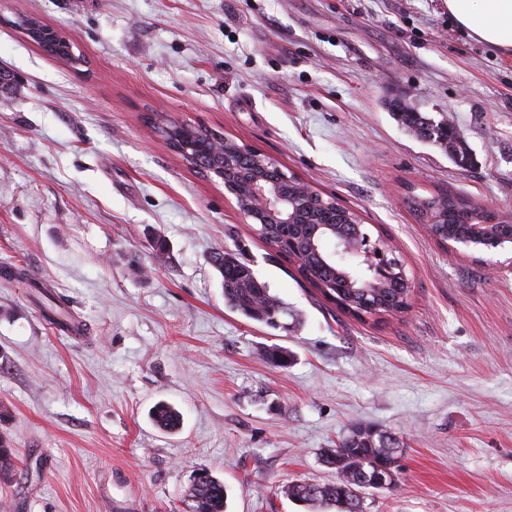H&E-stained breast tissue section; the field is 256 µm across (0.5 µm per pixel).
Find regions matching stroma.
<instances>
[{
    "mask_svg": "<svg viewBox=\"0 0 512 512\" xmlns=\"http://www.w3.org/2000/svg\"><path fill=\"white\" fill-rule=\"evenodd\" d=\"M19 10L70 33L79 64L6 25ZM0 66L17 76L0 91V263L72 324L0 277V439L19 472L0 512H189L203 469L226 512H305L283 486L335 481L321 455L358 422L404 444L397 485L366 490L363 512H512V246L448 253L408 204L512 213L511 53L446 0H0ZM393 99L448 119L471 167L406 130ZM150 115L335 195L394 244L411 308L341 312ZM225 249L288 305L290 331L225 305L210 261ZM160 401L177 432L150 420ZM150 417L158 428L168 432L175 431L182 420L180 411L163 401L152 408Z\"/></svg>",
    "mask_w": 512,
    "mask_h": 512,
    "instance_id": "stroma-1",
    "label": "stroma"
}]
</instances>
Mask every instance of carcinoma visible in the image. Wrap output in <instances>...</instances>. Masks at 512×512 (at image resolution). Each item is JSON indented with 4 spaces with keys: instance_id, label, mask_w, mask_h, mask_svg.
Here are the masks:
<instances>
[{
    "instance_id": "1",
    "label": "carcinoma",
    "mask_w": 512,
    "mask_h": 512,
    "mask_svg": "<svg viewBox=\"0 0 512 512\" xmlns=\"http://www.w3.org/2000/svg\"><path fill=\"white\" fill-rule=\"evenodd\" d=\"M393 109L405 127L422 141L447 152L457 167L465 170L471 164L469 149L451 123L445 120L436 123L420 112L408 111L400 103L394 104ZM213 137L214 133L209 129L192 125L183 137L184 147L201 160L203 169L210 164L207 147ZM410 206L416 216L426 222L430 236L439 243L447 241L449 234L465 232L468 226L482 224L485 219L483 206L455 195L413 196ZM314 228L313 224L294 225L291 234L293 244L284 246L270 239L273 232L268 227L256 224L252 230L281 258L292 262L296 257L307 254L304 263L297 265L299 274L320 294L331 293L334 297L332 303L343 313L364 321L407 312L412 292L406 284L396 282L375 295L367 296L362 289L351 287L342 278L349 258L336 255L335 266L327 270L319 257L307 253V243ZM211 262L222 279L224 302L231 309L270 328L280 326V319L288 313V307L270 293L268 284L255 275L247 262L225 250L213 253ZM150 417L158 428L168 432L176 430L182 420L180 411L163 401L152 408ZM398 447L400 441L396 436L387 434V443L384 444L380 432L357 423L336 447L328 448L322 454L323 463L336 471V481L329 484L292 483L282 492L309 508L324 505L336 508V512H361L359 493L365 486L360 483V476L391 463L394 449ZM14 459L12 449L0 441L1 478L10 476L15 468ZM188 497L193 502L192 512H225L224 483L210 474L192 484Z\"/></svg>"
}]
</instances>
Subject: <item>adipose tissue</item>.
Segmentation results:
<instances>
[{
	"mask_svg": "<svg viewBox=\"0 0 512 512\" xmlns=\"http://www.w3.org/2000/svg\"><path fill=\"white\" fill-rule=\"evenodd\" d=\"M448 13L470 36L512 51V0H446Z\"/></svg>",
	"mask_w": 512,
	"mask_h": 512,
	"instance_id": "obj_1",
	"label": "adipose tissue"
}]
</instances>
